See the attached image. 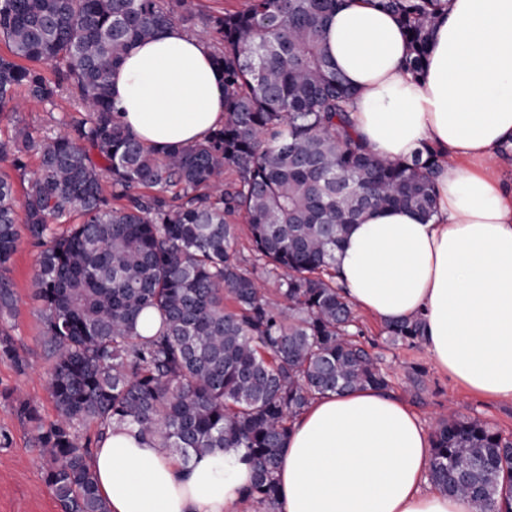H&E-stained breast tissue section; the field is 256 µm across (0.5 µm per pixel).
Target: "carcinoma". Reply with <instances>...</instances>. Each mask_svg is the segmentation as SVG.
I'll list each match as a JSON object with an SVG mask.
<instances>
[{"label":"carcinoma","instance_id":"obj_1","mask_svg":"<svg viewBox=\"0 0 512 512\" xmlns=\"http://www.w3.org/2000/svg\"><path fill=\"white\" fill-rule=\"evenodd\" d=\"M346 0H245L201 13L224 73V125L193 145L150 147L109 95L126 52L191 12V0H0V112L18 91L38 104L69 92L86 111L72 132L26 128L0 159L40 164L17 196L0 176V318L15 308L10 273L22 237L44 246L32 287L40 303L56 419L37 425L45 481L62 512H106L90 467L98 425L135 428L184 461L245 450L246 500L273 512L293 420L328 393L390 380L358 340L336 284L335 252L364 213H435L442 152L378 157L351 129L353 91L322 46ZM438 0H376L406 31V67L424 72ZM50 66L56 80L46 77ZM227 168L237 179L219 184ZM109 177V190L102 177ZM249 224L252 259L237 249ZM277 283L278 299L256 271ZM158 315L145 336L138 319ZM394 342L423 338L419 317L385 324ZM0 359L24 366L0 329ZM429 478L478 508L512 512V442L450 417L433 429Z\"/></svg>","mask_w":512,"mask_h":512}]
</instances>
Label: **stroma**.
Returning a JSON list of instances; mask_svg holds the SVG:
<instances>
[{
    "instance_id": "stroma-1",
    "label": "stroma",
    "mask_w": 512,
    "mask_h": 512,
    "mask_svg": "<svg viewBox=\"0 0 512 512\" xmlns=\"http://www.w3.org/2000/svg\"><path fill=\"white\" fill-rule=\"evenodd\" d=\"M81 117L68 95L41 105L20 94L6 112L0 113V140L14 139L24 127L49 136L63 133L68 123ZM40 251V245L21 241L10 273L16 308L11 316L0 320V327L9 331L25 361L21 371L0 361V432L8 436L6 445L0 446V512H62L44 479L46 460L36 442V429L15 411L17 402L24 400L37 408L43 423L56 418L46 382L50 360L43 345V322L32 288ZM357 316L364 330L363 340L381 357L393 393L418 415L425 429L456 415L490 423L512 441V399L480 396L440 370L424 342L392 344L382 321L362 310Z\"/></svg>"
}]
</instances>
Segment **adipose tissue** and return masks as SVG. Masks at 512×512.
Listing matches in <instances>:
<instances>
[{
  "label": "adipose tissue",
  "mask_w": 512,
  "mask_h": 512,
  "mask_svg": "<svg viewBox=\"0 0 512 512\" xmlns=\"http://www.w3.org/2000/svg\"><path fill=\"white\" fill-rule=\"evenodd\" d=\"M323 48L354 90L351 117L382 159L443 153L436 213L375 210L336 251L348 302L383 322L422 316L436 365L472 391L512 398V186L491 164L512 144V0H446L423 76L406 34L372 0H349ZM123 123L145 144H190L224 122V77L210 48L171 26L136 45L112 78ZM432 442L419 418L374 389L327 394L294 421L275 512H475L426 489ZM91 465L107 512H239L251 485L241 455L183 463L125 425Z\"/></svg>",
  "instance_id": "1"
}]
</instances>
